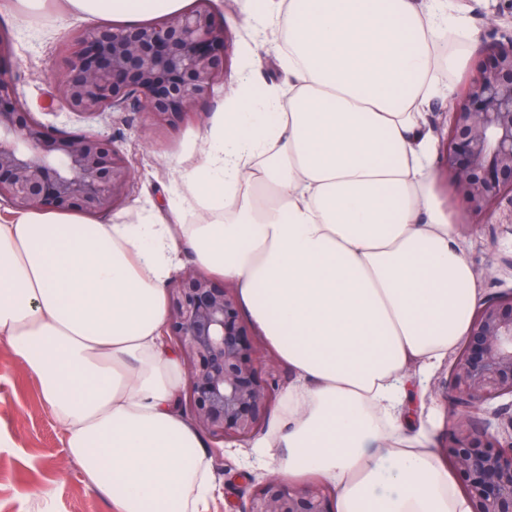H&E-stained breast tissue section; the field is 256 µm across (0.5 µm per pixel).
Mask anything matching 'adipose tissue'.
<instances>
[{
    "instance_id": "adipose-tissue-1",
    "label": "adipose tissue",
    "mask_w": 512,
    "mask_h": 512,
    "mask_svg": "<svg viewBox=\"0 0 512 512\" xmlns=\"http://www.w3.org/2000/svg\"><path fill=\"white\" fill-rule=\"evenodd\" d=\"M185 0H70L137 23ZM288 33L287 90L252 91L254 59L169 200L93 222L32 208L0 224V338L39 383L68 456L113 512H203L205 439L176 407L186 376L168 344L171 280L185 262L237 287L242 310L295 373L260 456L338 491L337 512H471L427 429L403 427L407 363L464 340L475 272L432 173L424 112L435 53L468 30L451 0H250Z\"/></svg>"
}]
</instances>
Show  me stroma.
<instances>
[{
    "mask_svg": "<svg viewBox=\"0 0 512 512\" xmlns=\"http://www.w3.org/2000/svg\"><path fill=\"white\" fill-rule=\"evenodd\" d=\"M465 16L471 36L461 42L443 43L440 54L466 53L469 64L460 72H440L441 83L459 91L476 70L493 41L512 37V0H454ZM215 13L228 29L224 76L210 99L202 103L199 117L178 125H149L140 112H114L107 120L89 121L74 115L56 114L46 107L51 74L64 65L61 49L75 32L96 27V20L71 13L65 0H49L44 10L33 12L10 0L9 10L0 9V29L14 39L17 88L21 101L36 111L44 122L68 130L96 131L116 139L132 160L136 181L121 208L134 215L136 209L154 203L160 216H167L166 197L183 173L195 162L188 155L189 144L202 137L214 113L223 111L241 75V54L251 49L259 64L253 73L257 91L269 87L287 88L288 77L280 65L285 49L279 29L254 28L244 0H214ZM433 176L438 192L455 217L458 241L476 275V287L469 302L478 306L498 292L512 289V268H500L488 277L486 268L495 253L512 255V203L502 202L491 222L467 213L452 184L443 156H436ZM453 356L428 370L409 363L408 376L419 382L423 396L415 413L431 428V445L439 447L447 429V405L435 391L447 381ZM210 478L216 486L206 512H238L257 483L274 473L279 459L258 466L252 462L249 443L231 441L223 449L206 450ZM0 512H111L110 502L86 481L80 465L66 454L64 434L44 406L39 387L7 342L0 340Z\"/></svg>",
    "mask_w": 512,
    "mask_h": 512,
    "instance_id": "1",
    "label": "stroma"
}]
</instances>
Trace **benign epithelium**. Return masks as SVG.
I'll use <instances>...</instances> for the list:
<instances>
[{"instance_id": "obj_1", "label": "benign epithelium", "mask_w": 512, "mask_h": 512, "mask_svg": "<svg viewBox=\"0 0 512 512\" xmlns=\"http://www.w3.org/2000/svg\"><path fill=\"white\" fill-rule=\"evenodd\" d=\"M228 32L213 0L155 22L100 26L65 46L68 63L52 74L49 107L83 119L134 108L174 125L210 97L225 68ZM13 44L0 33V201L26 210L115 211L135 171L109 136L69 132L38 119L17 99ZM442 139L448 173L477 216L512 203V40L491 48L463 99L448 101ZM166 336L187 380L185 414L216 442L244 441L264 426L275 398L273 361H264L254 327L243 319L235 289L188 267L168 289ZM451 403L440 453L461 478L472 512H512V434L487 417L512 397V290L477 308L458 347L444 391ZM328 489L269 476L240 512H332Z\"/></svg>"}]
</instances>
